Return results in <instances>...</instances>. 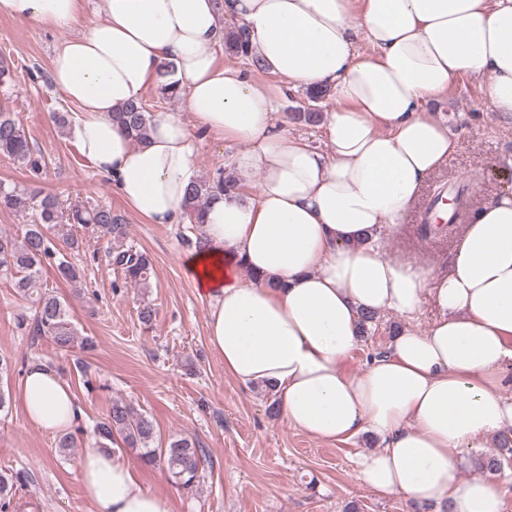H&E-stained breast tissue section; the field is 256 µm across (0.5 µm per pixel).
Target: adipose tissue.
Listing matches in <instances>:
<instances>
[{
	"mask_svg": "<svg viewBox=\"0 0 512 512\" xmlns=\"http://www.w3.org/2000/svg\"><path fill=\"white\" fill-rule=\"evenodd\" d=\"M82 7L0 0L1 15L52 27L76 22ZM226 16L250 30L266 71L331 90L329 151L286 135L269 89L218 64ZM166 62L196 126L243 145L230 159L238 188L208 205L201 243L183 260L208 301V341L225 373L271 390L286 422L314 438L379 436L382 448L360 454L355 472L381 495L502 512L500 482L462 479L454 451L512 433V396L498 379L512 362V191L479 205L437 276L388 257L381 233L457 149L428 102L478 79L512 118V0H102L101 18L54 54L51 78L76 107L82 155L151 224L182 219L196 144L179 113H156L142 143L112 114ZM256 175V195H244ZM426 304L438 313L427 332L404 328L361 373L341 371L360 342V312L410 320ZM18 399L40 431L78 424L71 387L44 365L30 367ZM77 467L93 512H172L120 454L91 443Z\"/></svg>",
	"mask_w": 512,
	"mask_h": 512,
	"instance_id": "ef3b65f1",
	"label": "adipose tissue"
}]
</instances>
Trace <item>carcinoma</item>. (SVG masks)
Instances as JSON below:
<instances>
[{
	"mask_svg": "<svg viewBox=\"0 0 512 512\" xmlns=\"http://www.w3.org/2000/svg\"><path fill=\"white\" fill-rule=\"evenodd\" d=\"M225 49L229 55L248 62L256 69H262L259 58L251 50L250 32L247 27L235 22L230 24L224 35ZM175 66L165 63L159 71L161 93L169 98L179 96V82L172 79ZM329 96L328 89H311L307 100L311 109L303 111L297 107L291 113L294 121L316 125L321 120V103ZM135 142L145 141L152 114L142 100L137 99L120 111L113 113ZM0 154L34 174L46 167L44 156L36 151L24 130L12 113L0 110ZM237 186L234 176H219L212 181H199L187 193L184 217L190 224L201 229L202 216L207 203L229 187ZM29 205L34 211L33 220L25 225L18 238L0 236V276L9 278L17 294L22 297L35 296L34 332L49 338L57 349L67 351L75 341L76 331L70 320L67 304L53 295L49 289L39 288L42 269L53 265L59 277L72 283L81 280L78 267L61 256L56 241L68 248L78 247L72 233L77 224L93 225L113 239V246L106 252L111 265L120 269L126 282L140 288L148 287L150 259L144 253L124 247L125 225L120 223L108 207L86 208L74 205L65 211L54 195L32 191L25 194L15 187L0 184V210H16ZM94 433L103 447L123 445L139 451L140 459L146 464L162 462L172 482L191 490L198 486L204 466L202 450L186 438H162L153 421L131 404L114 400L106 417L97 422ZM13 480L0 475V512H8Z\"/></svg>",
	"mask_w": 512,
	"mask_h": 512,
	"instance_id": "obj_1",
	"label": "carcinoma"
}]
</instances>
